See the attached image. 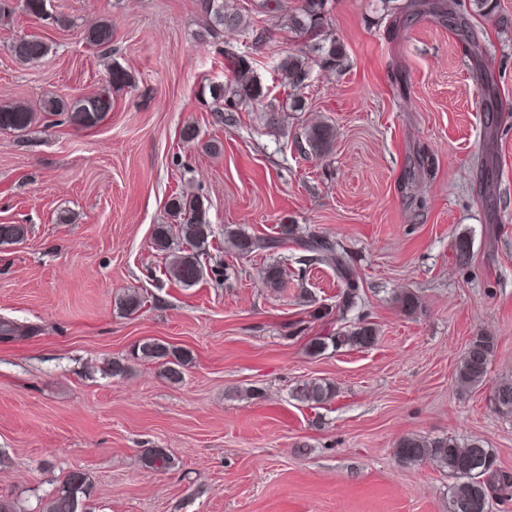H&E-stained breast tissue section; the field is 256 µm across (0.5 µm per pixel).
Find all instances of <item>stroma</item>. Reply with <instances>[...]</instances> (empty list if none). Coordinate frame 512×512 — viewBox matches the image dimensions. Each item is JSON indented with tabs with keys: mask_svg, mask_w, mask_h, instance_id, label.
Instances as JSON below:
<instances>
[{
	"mask_svg": "<svg viewBox=\"0 0 512 512\" xmlns=\"http://www.w3.org/2000/svg\"><path fill=\"white\" fill-rule=\"evenodd\" d=\"M240 3L273 28L264 46L242 30L205 35L198 0H49V19L0 22V105L34 112L26 131L0 129V224L28 228L0 245V318L28 328L0 339V497L28 512L73 468L93 481L90 512H448L453 477L396 455L410 434L482 441L512 473V417L492 401L512 380V0L471 15L481 62L438 20L399 17L402 0H328L342 66L312 65L304 111L275 130L255 104L223 123L212 111L210 87L232 77L225 49L283 104L278 64L308 48L257 0ZM106 22L107 57L87 38ZM25 35L49 54L18 64L8 46ZM481 64L495 75L491 142ZM85 97L112 107L90 125L42 110ZM316 121L336 132L325 157L308 154ZM182 192L206 208L223 284L186 288L160 272L151 237L173 224ZM281 224L347 252L361 306L336 314L335 272H299L294 246L245 258L224 242L228 225L263 236ZM273 262L287 290L262 285ZM131 290L143 301L132 315L120 307ZM361 316L379 330L374 346L308 355L309 337ZM298 320L305 330L291 335ZM479 333L497 349L485 382L463 389L457 366ZM145 338L192 350L181 383L141 361L108 374ZM310 378L335 398L295 401ZM145 448L164 449L172 468L145 469ZM335 396L336 390L330 382L316 378L297 383L292 394L294 400L312 409L327 404Z\"/></svg>",
	"mask_w": 512,
	"mask_h": 512,
	"instance_id": "1",
	"label": "stroma"
}]
</instances>
